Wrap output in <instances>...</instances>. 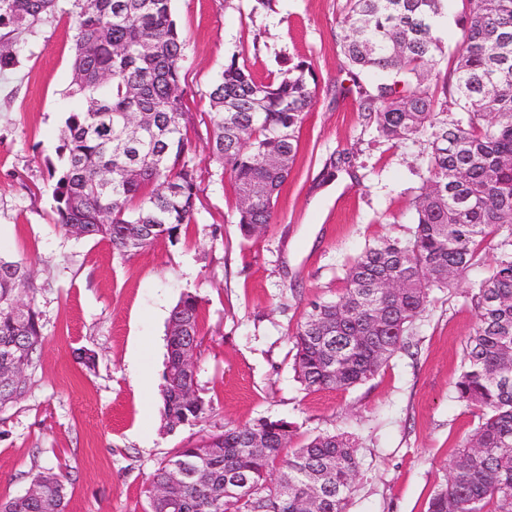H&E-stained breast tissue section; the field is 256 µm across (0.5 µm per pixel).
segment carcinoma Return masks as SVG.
<instances>
[{
    "mask_svg": "<svg viewBox=\"0 0 512 512\" xmlns=\"http://www.w3.org/2000/svg\"><path fill=\"white\" fill-rule=\"evenodd\" d=\"M58 2L0 0V71L18 63L19 34L52 16ZM443 2L347 0L340 46L352 86L340 90L357 94L365 124L391 146L426 142L425 176L412 201V237L367 246L352 259L342 295L313 303L289 339L305 388L345 390L370 380L405 348L431 290L454 287L482 261L488 238L508 227L489 276L469 290L477 322L455 382L478 426L453 455L450 478L427 512H512V0H461L463 41L444 73L435 37ZM69 14L79 74L70 94L83 108L66 118L58 146L55 223L66 234L107 240L120 256L176 240L195 222L203 189L184 103L186 43L171 0H72ZM311 73L300 60L257 81L233 56L209 94L211 159L230 172L247 239L273 223L302 123L316 103ZM450 99L462 102L466 118L448 114ZM352 167L350 154L333 155L323 179ZM28 271L26 260L0 257V368L16 370L0 386V410L25 397L43 341L36 289L31 282L18 287ZM24 292L29 300L16 312ZM200 303L186 290L170 312L167 372L177 371L183 347L199 335ZM192 385L191 377L163 375L166 432L195 426L212 411L203 397L187 398ZM294 432L285 420L262 419L174 449L149 476L147 512H301L313 493L317 512H347L360 470L354 443L324 434L292 448ZM256 436L260 447L251 446ZM180 460L205 468L209 480L173 483L171 502L154 497ZM229 472L247 479L244 495H224ZM67 484L60 469L32 472L29 486L38 494L1 500L0 512H65Z\"/></svg>",
    "mask_w": 512,
    "mask_h": 512,
    "instance_id": "carcinoma-1",
    "label": "carcinoma"
}]
</instances>
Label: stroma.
Here are the masks:
<instances>
[{
	"label": "stroma",
	"instance_id": "stroma-1",
	"mask_svg": "<svg viewBox=\"0 0 512 512\" xmlns=\"http://www.w3.org/2000/svg\"><path fill=\"white\" fill-rule=\"evenodd\" d=\"M345 0H172L186 41L189 136L204 192L195 224L176 241L134 255L104 240L63 234L53 179L74 55L70 15L26 32L17 66L0 73V255L32 265L44 342L28 392L0 411V499L23 494L28 474L62 466L66 512H144L153 469L172 449L231 424L283 419L292 447L320 434L351 437L361 461L348 512H427L450 459L478 419L457 401L462 350L476 324L467 297L497 254L455 287L435 289L408 350L355 388L307 390L293 369L289 332L312 302L339 296L346 265L364 247L414 228L420 143L392 148L341 93L338 20ZM266 78L283 58L311 63L317 102L274 222L244 239L231 179L210 157L211 87L231 57ZM355 155V175L319 184L324 161ZM201 297L197 385L212 400L198 426L164 433L160 386L167 323L184 290ZM96 355L94 369L76 360Z\"/></svg>",
	"mask_w": 512,
	"mask_h": 512
}]
</instances>
